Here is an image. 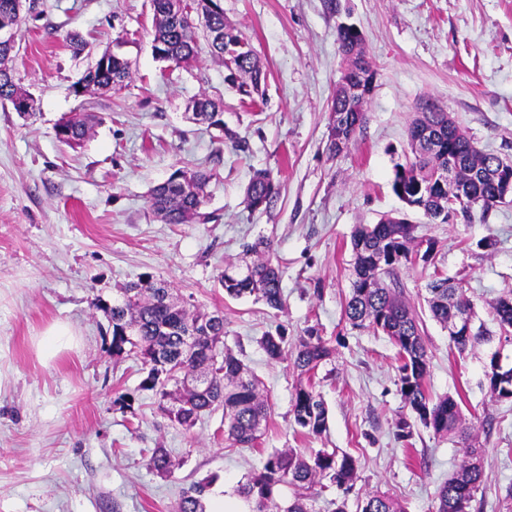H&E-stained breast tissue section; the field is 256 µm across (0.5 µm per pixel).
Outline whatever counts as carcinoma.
<instances>
[{
  "label": "carcinoma",
  "mask_w": 512,
  "mask_h": 512,
  "mask_svg": "<svg viewBox=\"0 0 512 512\" xmlns=\"http://www.w3.org/2000/svg\"><path fill=\"white\" fill-rule=\"evenodd\" d=\"M153 40L163 59L178 67L188 68L199 57V43L191 17L173 10V0H152ZM212 57L224 62L235 75L234 82L246 96L259 92L264 73L251 43L241 31L224 22V11L212 13L203 29ZM339 51L344 66L354 65L373 70L360 33L337 28ZM9 49L0 46V100H8L24 92L5 65ZM131 77V64L123 56L113 57L106 67L78 80L81 93L107 92L121 88ZM193 110L206 116L207 127L218 131L219 138H233L224 127V103L207 94L189 101ZM346 115L343 100L334 96L329 105L328 151L337 154L336 122ZM448 113L430 98L420 102L416 122L426 120L436 132L435 139L415 148L413 159L395 168L392 190L403 202L415 206L432 221L448 222V202L460 195L476 203L474 214L488 212L496 206L492 173L505 159L480 149L464 133L448 135ZM93 119H78L69 125L62 143L81 146L91 129ZM460 157V166L451 179L443 180L439 171L448 164V143ZM182 179L156 185L149 205L166 224H189L205 220L201 212L205 204L210 174L203 169H176ZM279 196V186L270 172L256 170L246 188L245 202L253 210L272 208ZM354 254L352 288L344 313L354 328L369 329L386 335L398 348V384L404 404L419 421L439 435L455 434L469 438L464 426L460 403L447 396L433 400L426 378L429 356L424 340L423 323L415 309L403 297L398 286L397 271L419 247L411 224H395L385 218L376 224H361L352 240ZM158 281L143 276L120 289V298L109 304L98 298L95 306L104 312L112 325V354L135 355L144 366L146 376L140 383L143 390L160 396L161 409L167 418L180 426L191 427L204 414L224 411V440L235 448H253L264 434L269 413L268 400L259 391L258 379L233 352L224 347V315L220 312L192 311L167 289L157 287ZM219 284L231 298L253 297L274 310L284 306L282 271L273 264L270 244L257 240L246 247L242 264L221 275ZM431 318L444 329L466 315L473 318L471 302L465 289L454 280L432 276L426 284ZM500 330L512 331V298H500L492 304ZM195 337L194 348H184L183 337ZM484 325L471 327L468 336L451 335L449 339L463 353L486 339ZM285 337L265 336L261 345L267 357L279 360L284 354ZM332 354L320 336H303L295 347L292 366L298 376L292 398L294 423L305 435H320L326 430L327 410L315 390V371ZM490 358L487 376L490 392L497 399L512 398V369H503ZM158 473H172L168 452L156 448L149 459ZM358 479L355 460L349 455L321 449L303 455L290 448L274 450L264 461L262 471L241 483L237 494L252 512H316L314 503L322 481L352 491ZM484 481L482 450L467 448L455 472L437 491L436 512H472V502ZM212 479L194 482L182 491L176 512H206V494ZM287 489L288 501L280 504L276 494ZM356 512H404L399 503L378 492L356 496Z\"/></svg>",
  "instance_id": "cac0c4a2"
}]
</instances>
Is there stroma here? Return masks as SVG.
<instances>
[{
	"label": "stroma",
	"mask_w": 512,
	"mask_h": 512,
	"mask_svg": "<svg viewBox=\"0 0 512 512\" xmlns=\"http://www.w3.org/2000/svg\"><path fill=\"white\" fill-rule=\"evenodd\" d=\"M224 19L249 38L266 72L264 93L249 100L227 81L221 61L201 51L189 68L152 53L150 0H33L16 33L10 66L32 94L34 117L0 102V512H174L181 491L212 478L211 494L233 498L239 481L261 471L268 453L320 448L352 456L355 491L321 492L316 512L379 491L404 512H435L436 492L464 448L414 422L409 441L396 423L408 416L399 392L397 348L387 336L351 328L344 307L353 279L351 235L385 215L404 217L436 243L429 266L400 267L406 298L423 321L432 396L462 394V413L483 452L477 512H501L512 485V399H493V353L512 367V339L491 305L512 297V202L472 221L434 224L392 190L408 151V128L422 98L450 112L483 150L512 160V0H222ZM356 24L376 71L365 121L350 148L327 149L328 110L341 76L336 30ZM86 47L73 54L69 39ZM119 47L133 67L126 86L75 94L82 72ZM221 98L233 139H217L185 117L201 93ZM100 119L81 147L62 145L64 116ZM207 167V218L166 224L149 192L178 168ZM269 170L280 196L251 210L245 188ZM272 244L283 271V310L251 297L232 299L218 283L243 247ZM496 239L494 251L480 247ZM461 279L474 321L490 337L458 352L423 301L432 273ZM175 296L224 315V344L261 379L268 426L254 448L224 440V414L189 429L172 423L153 392L142 390L140 360L112 353V328L93 301L116 299L143 275ZM69 324L76 345L50 363L35 338ZM315 331L333 349L316 376L327 409L322 435L294 425L298 382L290 360L269 361L260 341L284 334L293 352ZM127 404H119V397ZM167 449L170 475L149 466Z\"/></svg>",
	"instance_id": "35a3bbf8"
}]
</instances>
